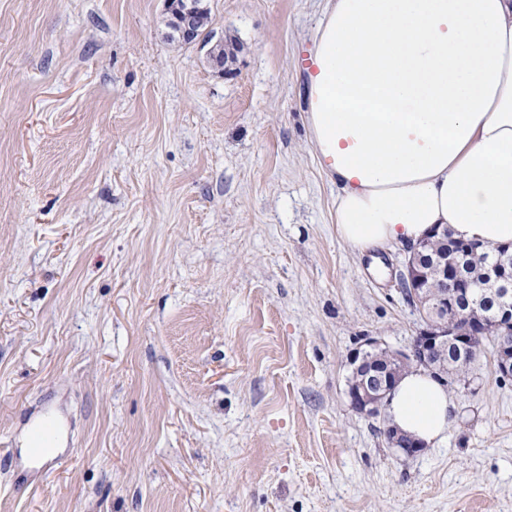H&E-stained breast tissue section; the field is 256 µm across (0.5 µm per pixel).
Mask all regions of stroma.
Returning a JSON list of instances; mask_svg holds the SVG:
<instances>
[{
  "label": "stroma",
  "mask_w": 512,
  "mask_h": 512,
  "mask_svg": "<svg viewBox=\"0 0 512 512\" xmlns=\"http://www.w3.org/2000/svg\"><path fill=\"white\" fill-rule=\"evenodd\" d=\"M0 0V512H512L491 352L446 440L396 457L350 356L418 333L394 247L336 233L303 56L329 0ZM53 414L62 460L25 465ZM198 6L195 0H166L165 10L174 18L178 30L175 28V23L169 22L168 26L172 30L171 40L181 43L179 36L182 39L193 38L195 31V16ZM179 36H178V34ZM178 36H176V34ZM182 44V43H181Z\"/></svg>",
  "instance_id": "1"
}]
</instances>
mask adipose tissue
I'll return each mask as SVG.
<instances>
[{
	"label": "adipose tissue",
	"instance_id": "1",
	"mask_svg": "<svg viewBox=\"0 0 512 512\" xmlns=\"http://www.w3.org/2000/svg\"><path fill=\"white\" fill-rule=\"evenodd\" d=\"M309 61L310 144L346 245L407 247L444 225L512 244V0H333ZM455 409L421 369L387 400L431 447Z\"/></svg>",
	"mask_w": 512,
	"mask_h": 512
}]
</instances>
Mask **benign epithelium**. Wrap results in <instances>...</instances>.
Returning a JSON list of instances; mask_svg holds the SVG:
<instances>
[{"label": "benign epithelium", "mask_w": 512, "mask_h": 512, "mask_svg": "<svg viewBox=\"0 0 512 512\" xmlns=\"http://www.w3.org/2000/svg\"><path fill=\"white\" fill-rule=\"evenodd\" d=\"M197 9L195 0H165V10L174 18L178 34L183 39L195 34ZM439 236L441 233L436 232L408 250L399 273V277L408 285L407 299L421 323L410 351L388 352L385 365L375 364L370 358V351L381 347L383 341L370 336L365 340V349L354 356V360L358 361L357 368L362 373L347 394L352 409L359 414L368 417L378 415L388 389L393 386L390 372L412 362L419 366L428 365L430 349L438 343L446 342L450 347L470 351L468 363H474L479 352L469 343L470 331L457 327L460 321L466 320L476 326L493 315L500 321L512 323V250L499 247L491 254L476 242L463 241L462 252L454 254L451 259L444 253L440 254L433 260V270L429 272L421 265L420 259L427 257V252ZM464 258L480 261L500 276L501 300L493 313L480 312L482 304L471 299L472 285L461 266ZM511 348L501 342L493 350L495 370L501 378L512 377V357L508 356ZM387 431L391 447L406 456L418 452L420 445L415 441L401 437L391 427Z\"/></svg>", "instance_id": "7a95c632"}]
</instances>
